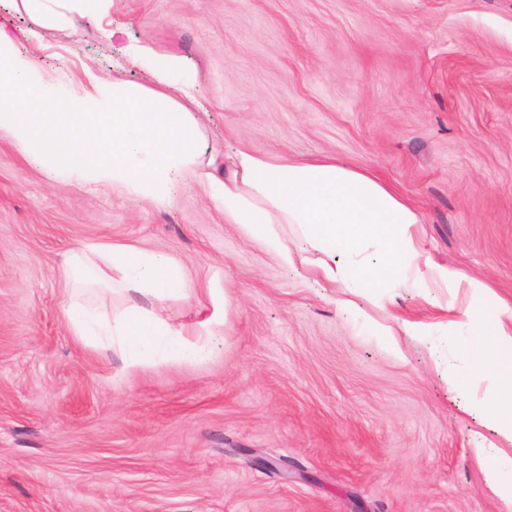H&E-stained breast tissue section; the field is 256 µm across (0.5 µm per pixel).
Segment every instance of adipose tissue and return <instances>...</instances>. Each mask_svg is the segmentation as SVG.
<instances>
[{"mask_svg":"<svg viewBox=\"0 0 512 512\" xmlns=\"http://www.w3.org/2000/svg\"><path fill=\"white\" fill-rule=\"evenodd\" d=\"M39 19L72 30L96 19L105 0H20ZM133 67L154 81L147 88L122 79L54 81L38 57L0 31V132L9 134L33 162L56 176L79 174L112 182L129 195L162 201L173 176L193 164L199 151L195 122L176 92L190 93L194 71L182 60L138 50ZM209 191L224 207V220L242 225L292 261L279 229L296 225L324 279L367 292L383 307V288L415 266L419 252L411 228L417 211L387 184L365 170L333 162L276 164L248 150L234 154V170L210 180ZM109 268L121 273L130 298L115 312L71 301L65 318L74 335L107 341L125 366L145 361H194L204 355L214 320L202 322L196 337L155 318L147 302L183 294V270L162 252L130 245L102 251ZM451 335L463 337L465 376L483 374L501 384L502 395L488 409V427L512 446V318L482 324L476 311L449 320Z\"/></svg>","mask_w":512,"mask_h":512,"instance_id":"adipose-tissue-1","label":"adipose tissue"}]
</instances>
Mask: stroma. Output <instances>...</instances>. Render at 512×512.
<instances>
[{
	"label": "stroma",
	"mask_w": 512,
	"mask_h": 512,
	"mask_svg": "<svg viewBox=\"0 0 512 512\" xmlns=\"http://www.w3.org/2000/svg\"><path fill=\"white\" fill-rule=\"evenodd\" d=\"M0 24L61 82L149 85L131 49L196 73V164L155 203L55 176L0 134V512H512L479 451L500 438L451 385L448 322L474 296L512 307V0H112L76 33L0 7ZM365 169L411 202L425 282L384 309L284 266L224 220L203 177L236 150ZM131 244L176 259L186 294L152 312L198 361L124 368L75 336L63 258ZM256 449L294 481L248 462Z\"/></svg>",
	"instance_id": "35a3bbf8"
}]
</instances>
